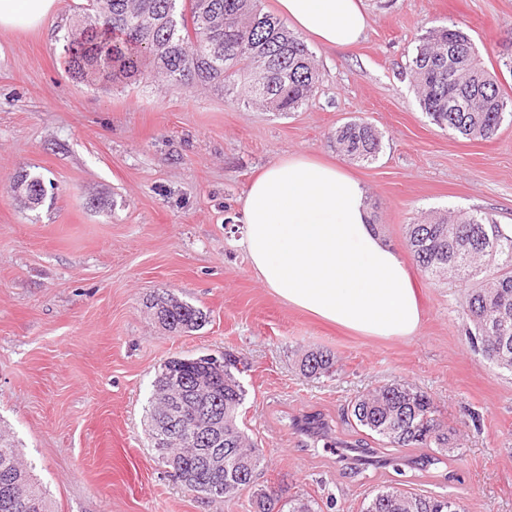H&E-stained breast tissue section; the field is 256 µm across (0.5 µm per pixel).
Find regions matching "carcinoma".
Segmentation results:
<instances>
[{
    "label": "carcinoma",
    "instance_id": "cac0c4a2",
    "mask_svg": "<svg viewBox=\"0 0 512 512\" xmlns=\"http://www.w3.org/2000/svg\"><path fill=\"white\" fill-rule=\"evenodd\" d=\"M64 48L65 70L75 80L141 82L161 75L194 88L206 86L267 112H295L317 93L320 74L305 41L282 19L260 9L258 0H87ZM406 69L420 107L440 129L468 140L495 138L512 124V99L482 65L474 40L464 27L440 25L418 38ZM336 151L356 162H371L381 149L375 127L363 120L345 122L328 136ZM29 203L40 204L41 180L17 176ZM407 247L424 273L454 280L466 290L462 317L465 334L481 358L512 373V237L486 211L448 213L407 225ZM154 309L172 333L202 325L205 314L180 301L160 297ZM306 378L331 376L338 359L311 349L298 363ZM181 372L180 393L194 396L197 377H215L210 406L225 419L224 470L215 472L201 454L161 445L155 424L156 400L167 380L164 371ZM231 361L224 377L200 357H174L156 372L148 408V434L163 463L176 469L188 490L207 498L213 484L231 497L250 487L230 460L262 452L238 422L246 391ZM347 413L356 426L393 448H451L455 429L439 419L432 399L406 383L377 386L350 401ZM254 512H314L305 499L286 502L265 490L252 494ZM0 512H48L47 502L22 464L14 441L0 433ZM363 512H448V498L388 489L378 492Z\"/></svg>",
    "mask_w": 512,
    "mask_h": 512
}]
</instances>
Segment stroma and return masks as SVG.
<instances>
[{
    "label": "stroma",
    "mask_w": 512,
    "mask_h": 512,
    "mask_svg": "<svg viewBox=\"0 0 512 512\" xmlns=\"http://www.w3.org/2000/svg\"><path fill=\"white\" fill-rule=\"evenodd\" d=\"M84 3L57 0L41 28L0 31V429L50 512H253L251 490L224 501L187 490L147 439L158 368L227 352L243 364L241 419L262 450L258 483L282 498L361 512L399 487L460 499L465 512H512V374L471 349L458 284L410 266L419 332L367 337L280 301L238 245L252 178L295 152L336 160L329 134L358 117L381 132L383 148L372 163L343 166L399 253L406 225L430 214L481 210L512 225V125L489 141L443 131L405 73L427 28L463 24L512 97L500 62L512 0H364L370 24L357 46L309 41L322 80L307 106L285 115L161 77L70 79L63 45ZM22 171L44 183L36 208L13 190ZM169 292L206 313L202 327L176 334L159 324L151 303ZM314 348L339 358L334 377L300 374ZM395 381L431 396L456 447H383L356 475L347 457L307 446L295 427L316 415L337 445L365 444L347 405Z\"/></svg>",
    "instance_id": "stroma-1"
}]
</instances>
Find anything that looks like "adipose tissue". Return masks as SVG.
<instances>
[{"label":"adipose tissue","mask_w":512,"mask_h":512,"mask_svg":"<svg viewBox=\"0 0 512 512\" xmlns=\"http://www.w3.org/2000/svg\"><path fill=\"white\" fill-rule=\"evenodd\" d=\"M57 0H0V30L35 29ZM297 31L329 50L368 28L362 0H277ZM360 182L339 164L285 156L249 184L240 246L260 283L291 307L364 336L409 338L423 313L404 260L386 245Z\"/></svg>","instance_id":"obj_1"}]
</instances>
